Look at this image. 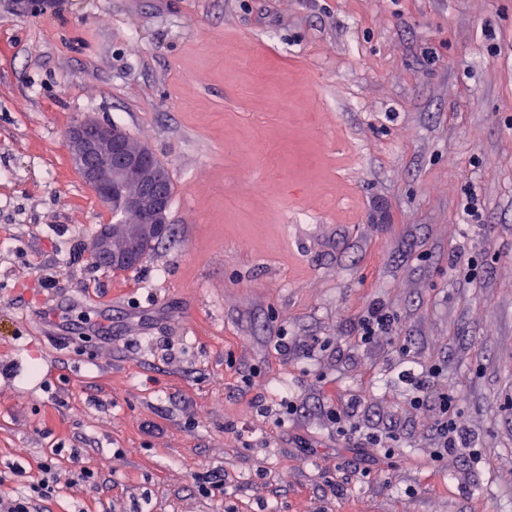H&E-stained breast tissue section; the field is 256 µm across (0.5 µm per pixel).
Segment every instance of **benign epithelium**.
Returning a JSON list of instances; mask_svg holds the SVG:
<instances>
[{
	"mask_svg": "<svg viewBox=\"0 0 512 512\" xmlns=\"http://www.w3.org/2000/svg\"><path fill=\"white\" fill-rule=\"evenodd\" d=\"M67 145L85 181L107 207L120 194L123 210L137 217L135 231L113 243L112 228L96 240V258L126 268L139 263L143 247L167 230L169 174L143 146L133 144L119 127L93 118L80 119L67 135Z\"/></svg>",
	"mask_w": 512,
	"mask_h": 512,
	"instance_id": "obj_1",
	"label": "benign epithelium"
}]
</instances>
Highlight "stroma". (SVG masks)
Here are the masks:
<instances>
[{"instance_id": "stroma-1", "label": "stroma", "mask_w": 512, "mask_h": 512, "mask_svg": "<svg viewBox=\"0 0 512 512\" xmlns=\"http://www.w3.org/2000/svg\"><path fill=\"white\" fill-rule=\"evenodd\" d=\"M85 116L174 184L131 270L92 263L112 213L67 147ZM377 301L458 387L474 482L429 464L394 347L357 344ZM15 362L0 498L35 512H512V0H0ZM353 394L405 419L366 473L320 412Z\"/></svg>"}]
</instances>
